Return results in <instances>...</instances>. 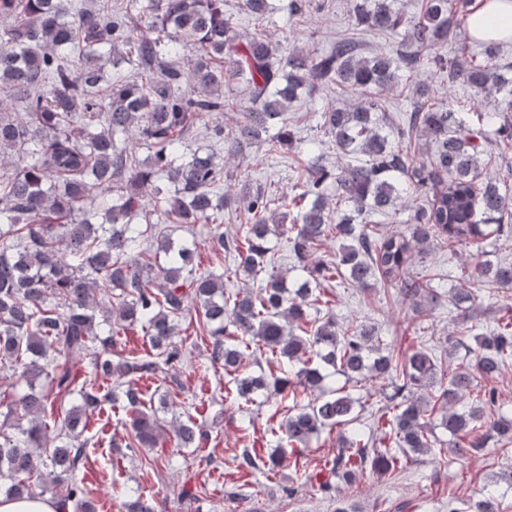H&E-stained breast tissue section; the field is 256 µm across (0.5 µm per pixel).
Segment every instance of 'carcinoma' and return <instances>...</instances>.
<instances>
[{
	"label": "carcinoma",
	"instance_id": "carcinoma-1",
	"mask_svg": "<svg viewBox=\"0 0 512 512\" xmlns=\"http://www.w3.org/2000/svg\"><path fill=\"white\" fill-rule=\"evenodd\" d=\"M305 0H242L243 11L263 20L276 11L302 13ZM470 0H423L408 17L394 0H348L357 27L403 35L398 49L370 57L356 42L336 41L326 51L278 47L261 34L243 35L224 17V0H0V371L14 377L9 402L0 400V493L40 497L47 478L66 512H99L97 497L80 476L90 440L87 416L123 404L136 447L156 448L166 435L158 410L147 406L134 381L174 370L181 348L179 320L203 317L210 361L224 364L236 397L246 403L299 384L319 392L288 409L283 430H271L276 450L250 452L240 466L275 473L282 444L308 446L323 431H337L336 457L316 476L320 488L355 485L365 469L387 474L410 455L449 445L464 457L496 435L512 443V420L499 417L481 431L476 422L498 403L489 385L512 360V320L476 337L466 364L438 366L424 347L396 359L370 345L364 325L339 329L319 317L322 283L399 284L411 299L442 304L430 281L413 272L415 251L431 239L471 249V277L512 288V264L481 260L480 244L512 240V64L499 62L495 41L471 54L458 30L468 27ZM456 53L448 55V43ZM191 58L190 75L176 60ZM131 65L153 79L142 84L124 73ZM448 78L446 88L494 99L488 112L445 108L426 85L398 125L387 121L381 94L422 66ZM238 79L249 90L241 107L224 94ZM335 85L356 97L327 109L320 127L347 162L335 171L314 159L299 169L296 212L269 211L264 192L223 188L224 164L210 148L188 147L191 128L204 116L239 111L226 134L215 124L206 136L225 155L243 154L274 133L292 146L288 111L302 96ZM23 102L18 117L12 100ZM152 152L151 163L139 151ZM163 204L174 224H215L224 210L244 208V223L218 250L236 253L238 270L256 289L224 287V278L199 272L196 244L165 237L151 244L148 201ZM404 202L403 231L376 228ZM288 227L293 278L271 257L272 228ZM336 257L315 256L329 238ZM140 327L155 359L112 354V337ZM267 351L299 368L279 375L245 372L246 360ZM85 359L82 372L71 361ZM388 379L393 393L363 423L359 400L347 384ZM64 410L61 424L47 418ZM440 413L454 441L431 440L428 420ZM177 446L197 448L206 433L189 418L174 430ZM123 512H154L138 489L124 494ZM481 494L448 512H493Z\"/></svg>",
	"mask_w": 512,
	"mask_h": 512
}]
</instances>
